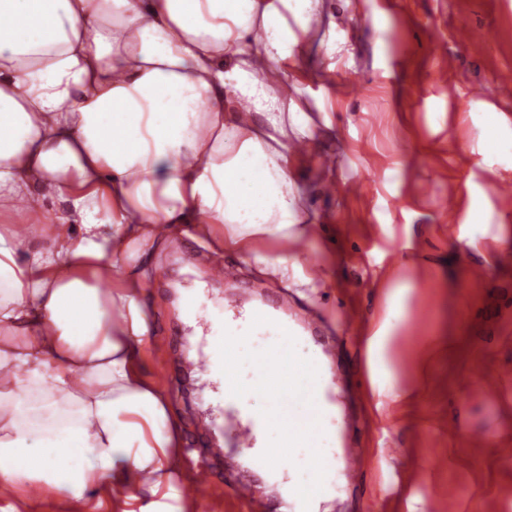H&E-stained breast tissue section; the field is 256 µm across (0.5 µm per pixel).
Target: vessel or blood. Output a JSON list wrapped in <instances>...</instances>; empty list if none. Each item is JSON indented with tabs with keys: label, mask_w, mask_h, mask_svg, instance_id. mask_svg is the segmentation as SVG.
I'll return each mask as SVG.
<instances>
[{
	"label": "vessel or blood",
	"mask_w": 512,
	"mask_h": 512,
	"mask_svg": "<svg viewBox=\"0 0 512 512\" xmlns=\"http://www.w3.org/2000/svg\"><path fill=\"white\" fill-rule=\"evenodd\" d=\"M289 304L275 308L250 305L235 310L233 317L210 325L206 351L199 369L215 384L211 404L223 412L224 431L236 447L251 450L252 464L275 481H283L299 461L295 451L317 445L319 431L329 420L324 387L333 372V357L324 346L309 342L305 332L313 326L305 320L295 328L288 317ZM273 326L279 343L288 347L287 356L278 345L251 351L258 392L249 396L236 376V353L229 341L240 321Z\"/></svg>",
	"instance_id": "b4317fda"
}]
</instances>
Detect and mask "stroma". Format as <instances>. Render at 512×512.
<instances>
[{
    "label": "stroma",
    "mask_w": 512,
    "mask_h": 512,
    "mask_svg": "<svg viewBox=\"0 0 512 512\" xmlns=\"http://www.w3.org/2000/svg\"><path fill=\"white\" fill-rule=\"evenodd\" d=\"M340 52L310 54L298 84L316 128L299 175L310 184L302 210L318 221L306 245L328 287L296 288L225 254L237 285L206 279L210 255L176 225L154 253L148 298L156 311L150 375L161 383L184 447L199 449L215 484L188 474L194 512H281L277 482L239 461L216 419L190 354L194 327L179 316L180 291L205 282L199 325L235 303L240 291L296 318L315 316L313 342L335 345L343 421L366 459L344 475L329 512H512V0H352ZM473 37L458 42L459 27ZM461 222L449 224V214ZM477 247H467L469 238ZM198 257L196 265L184 261ZM406 318L386 349L393 386L411 391L404 405L365 413L348 390L368 379L367 338L387 317L392 289ZM197 324V325H198ZM479 362L487 378L470 376ZM494 434L507 456L475 440ZM254 497H236L237 487ZM461 495L448 504L449 488Z\"/></svg>",
    "instance_id": "obj_1"
}]
</instances>
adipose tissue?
Here are the masks:
<instances>
[{
    "label": "adipose tissue",
    "instance_id": "adipose-tissue-1",
    "mask_svg": "<svg viewBox=\"0 0 512 512\" xmlns=\"http://www.w3.org/2000/svg\"><path fill=\"white\" fill-rule=\"evenodd\" d=\"M314 21L313 0H0L1 494L184 512L147 262L191 224L215 254L322 281L293 166L313 134L282 92ZM34 392L58 411L42 434Z\"/></svg>",
    "mask_w": 512,
    "mask_h": 512
}]
</instances>
